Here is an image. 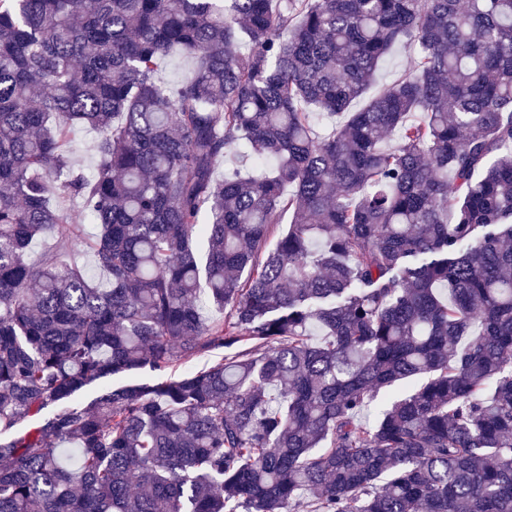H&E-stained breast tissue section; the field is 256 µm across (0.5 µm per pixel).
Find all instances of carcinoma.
<instances>
[{"label": "carcinoma", "mask_w": 512, "mask_h": 512, "mask_svg": "<svg viewBox=\"0 0 512 512\" xmlns=\"http://www.w3.org/2000/svg\"><path fill=\"white\" fill-rule=\"evenodd\" d=\"M163 507L512 512V0H0V512ZM414 55L409 49L399 48L383 64L377 83L371 88L368 96L373 95L395 81L404 70L413 65ZM192 68L193 62L191 59L174 55L164 61L158 77L164 82L178 83L190 75ZM95 145V132L85 128L74 132L71 141V158L77 168L85 172L93 169L97 161ZM77 225L80 227V236L67 254L66 260L84 266L94 279H102L104 278L103 272L95 265L94 258L87 246V243L98 233V228L95 224H89L87 221Z\"/></svg>", "instance_id": "1"}]
</instances>
